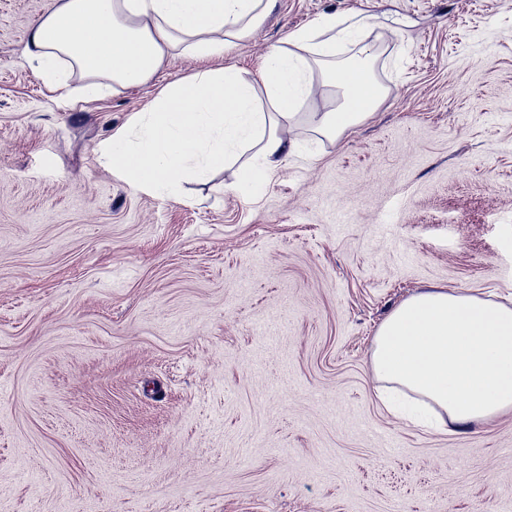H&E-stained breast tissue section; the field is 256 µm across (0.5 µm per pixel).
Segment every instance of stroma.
<instances>
[{"mask_svg": "<svg viewBox=\"0 0 512 512\" xmlns=\"http://www.w3.org/2000/svg\"><path fill=\"white\" fill-rule=\"evenodd\" d=\"M0 0V512H512V413L448 435L375 397L374 336L428 287L512 299V0H276L215 66L372 16L388 96L255 196L180 199L101 144L169 82L60 101Z\"/></svg>", "mask_w": 512, "mask_h": 512, "instance_id": "stroma-1", "label": "stroma"}]
</instances>
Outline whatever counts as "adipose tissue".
<instances>
[{"mask_svg":"<svg viewBox=\"0 0 512 512\" xmlns=\"http://www.w3.org/2000/svg\"><path fill=\"white\" fill-rule=\"evenodd\" d=\"M275 0H51L29 29L28 58L63 97L96 100L149 82L174 53L201 60L263 25ZM372 19L326 16L271 46L252 78L233 67L200 69L168 83L100 154L136 189L174 198L183 181L238 165L233 189L267 184L305 133L342 137L385 99L367 37ZM352 55H345V47ZM81 85L71 90L70 77ZM337 90L338 106L299 121L301 99ZM375 377L411 397L391 412L455 434L512 412V305L460 288H428L396 306L379 327Z\"/></svg>","mask_w":512,"mask_h":512,"instance_id":"adipose-tissue-1","label":"adipose tissue"}]
</instances>
